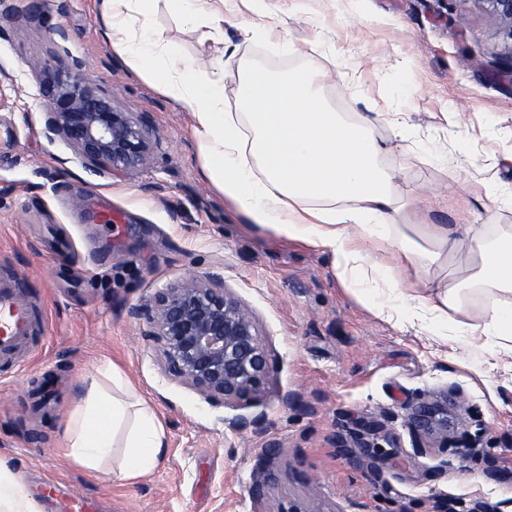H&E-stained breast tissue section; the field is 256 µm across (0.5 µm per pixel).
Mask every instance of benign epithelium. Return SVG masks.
<instances>
[{
	"instance_id": "1",
	"label": "benign epithelium",
	"mask_w": 512,
	"mask_h": 512,
	"mask_svg": "<svg viewBox=\"0 0 512 512\" xmlns=\"http://www.w3.org/2000/svg\"><path fill=\"white\" fill-rule=\"evenodd\" d=\"M494 25L495 35L507 50L512 66V0H477ZM0 37L11 39L30 24L44 21L41 2L16 14L0 0ZM67 76L52 87V109L45 133L66 139L87 167L110 174L128 173L149 165L152 147L149 119L114 105L112 98L93 87L82 75V61L71 58ZM129 315L142 322L143 334L160 350L168 372L195 389L205 400L233 409L247 407L265 392L270 377L269 351L260 338L252 314L214 275L192 276L158 291L131 308ZM410 425L422 445L457 440L462 424H448V395L427 394L409 405ZM228 424L260 431L264 417L235 415ZM377 421L361 424L357 447L375 458L370 438L380 434Z\"/></svg>"
}]
</instances>
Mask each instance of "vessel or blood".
Listing matches in <instances>:
<instances>
[{"instance_id": "vessel-or-blood-1", "label": "vessel or blood", "mask_w": 512, "mask_h": 512, "mask_svg": "<svg viewBox=\"0 0 512 512\" xmlns=\"http://www.w3.org/2000/svg\"><path fill=\"white\" fill-rule=\"evenodd\" d=\"M44 330L17 280L0 277V361L17 362L32 336Z\"/></svg>"}]
</instances>
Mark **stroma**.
I'll return each instance as SVG.
<instances>
[{
	"label": "stroma",
	"instance_id": "obj_1",
	"mask_svg": "<svg viewBox=\"0 0 512 512\" xmlns=\"http://www.w3.org/2000/svg\"><path fill=\"white\" fill-rule=\"evenodd\" d=\"M221 10L220 43L185 33L166 0L147 23L183 63L223 61L225 111H240L251 67L336 71L322 100L350 122L376 115L374 133L390 146L380 163L397 170L400 198L423 197L420 221L512 225V69L475 0H224ZM95 15L96 0H45L44 24L0 39V274L28 281L48 324L0 378V464L41 512H65L74 487L93 512H437L451 492L512 512V373L490 368L452 327L420 333L410 309L391 320L372 313L371 298L391 293L392 252L370 250L374 280L355 290L327 255L249 227L204 179L189 114L128 65ZM250 25L269 26V37ZM57 27L69 41L54 39ZM71 56L119 108L148 115V167L94 173L65 139L46 137L51 100L40 89ZM457 107L461 119L448 122ZM208 273L252 313L269 348V389L244 409L264 416L259 432L230 428L233 409L168 378L128 314ZM112 365L167 432L163 463L134 483L83 470L62 446L81 379ZM446 391L461 394L478 452L419 447L407 407ZM371 419L386 429L373 461L354 446ZM273 443L281 452L261 469Z\"/></svg>",
	"mask_w": 512,
	"mask_h": 512
}]
</instances>
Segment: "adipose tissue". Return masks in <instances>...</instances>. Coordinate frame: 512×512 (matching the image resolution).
Wrapping results in <instances>:
<instances>
[{
  "label": "adipose tissue",
  "mask_w": 512,
  "mask_h": 512,
  "mask_svg": "<svg viewBox=\"0 0 512 512\" xmlns=\"http://www.w3.org/2000/svg\"><path fill=\"white\" fill-rule=\"evenodd\" d=\"M154 2L99 0L96 20L129 65L190 114L203 175L216 189L252 224L327 254L350 286L368 279L357 241L395 248L413 276L396 304L373 305L377 317L392 319L395 306L410 305L417 320L485 339L492 357L512 355L511 225L412 223L414 202L400 200L394 172L378 164L386 142L324 107L309 73L250 68L242 111H225L219 72L181 66L157 33L130 23V12L147 14ZM474 292L487 306L473 304ZM65 439L77 465L116 470L130 482L156 470L167 448L154 407L114 367L83 380Z\"/></svg>",
  "instance_id": "adipose-tissue-1"
}]
</instances>
